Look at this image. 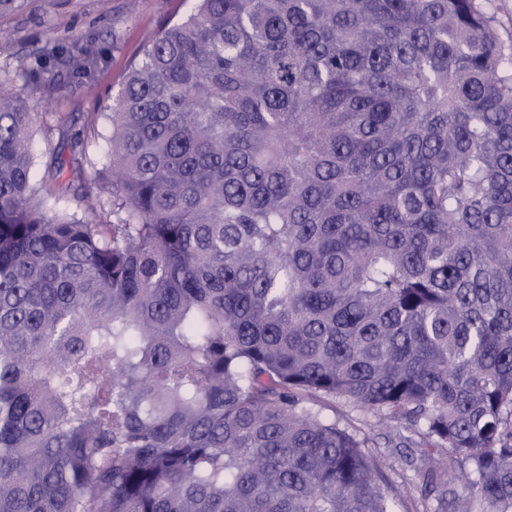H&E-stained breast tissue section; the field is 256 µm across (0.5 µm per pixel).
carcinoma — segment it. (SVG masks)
Masks as SVG:
<instances>
[{
  "instance_id": "obj_1",
  "label": "carcinoma",
  "mask_w": 512,
  "mask_h": 512,
  "mask_svg": "<svg viewBox=\"0 0 512 512\" xmlns=\"http://www.w3.org/2000/svg\"><path fill=\"white\" fill-rule=\"evenodd\" d=\"M107 118L49 215L0 83V512H512L497 0H197Z\"/></svg>"
}]
</instances>
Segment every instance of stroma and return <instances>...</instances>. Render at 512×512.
Returning a JSON list of instances; mask_svg holds the SVG:
<instances>
[{"label": "stroma", "instance_id": "stroma-1", "mask_svg": "<svg viewBox=\"0 0 512 512\" xmlns=\"http://www.w3.org/2000/svg\"><path fill=\"white\" fill-rule=\"evenodd\" d=\"M194 0H24L0 14V79L33 114L34 171L61 158L66 201L101 199L110 186L93 178L83 156L107 152L105 118L149 40L190 14Z\"/></svg>", "mask_w": 512, "mask_h": 512}]
</instances>
